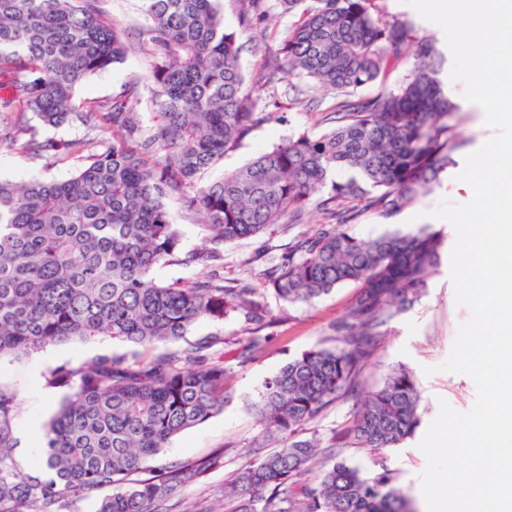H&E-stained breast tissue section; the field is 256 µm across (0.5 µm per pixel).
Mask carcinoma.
I'll list each match as a JSON object with an SVG mask.
<instances>
[{
    "label": "carcinoma",
    "instance_id": "carcinoma-1",
    "mask_svg": "<svg viewBox=\"0 0 512 512\" xmlns=\"http://www.w3.org/2000/svg\"><path fill=\"white\" fill-rule=\"evenodd\" d=\"M139 32L151 57L153 119L137 112L139 90L124 86L79 111L74 96L91 77L123 60L104 0H0V147L76 164L65 180L0 179V357L72 340L104 338L133 348L49 371L47 387L70 389L46 424L36 468L15 455L17 395L0 386V512H69L89 498L98 512H159L184 488L224 467V451L157 467L173 438L224 410V344H173L201 319L232 315L247 335V360L272 339V289L285 304L310 303L345 283L360 285L331 337L302 351L265 380L248 408L261 438L282 448L224 481L237 512H411L390 475L319 460L295 431L336 398L357 397L352 425L334 437L391 448L420 424L411 371L392 369L375 390L360 389L382 328L411 308L435 273L443 237L427 227L361 240L344 230L364 204L394 215L440 183L456 165L459 106L439 75L437 42L416 34L383 0H278L297 20L251 73L240 63L223 0H140ZM239 24L266 17L265 0H230ZM412 60L393 85L391 68ZM288 77L334 93L317 124L259 153L224 178L204 174L278 119L259 108ZM74 120L90 134L42 139L41 126ZM203 219L204 247L184 255L180 225ZM314 205L312 234L294 240L260 284L224 282V246L254 237ZM209 268L159 280V266ZM315 473L297 492L288 482Z\"/></svg>",
    "mask_w": 512,
    "mask_h": 512
}]
</instances>
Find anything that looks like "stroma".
Wrapping results in <instances>:
<instances>
[{
	"label": "stroma",
	"instance_id": "stroma-1",
	"mask_svg": "<svg viewBox=\"0 0 512 512\" xmlns=\"http://www.w3.org/2000/svg\"><path fill=\"white\" fill-rule=\"evenodd\" d=\"M107 8L127 46V54L122 63L94 76L78 90L75 103L83 108L120 91L126 84L146 83L150 72V58L139 47L138 32L144 20L138 11V0H109ZM446 86L449 95L461 108L458 131L463 145L456 154L457 162L461 163L491 136L492 131L483 121L481 106L464 99L462 82L450 80ZM305 87V82L297 78L284 81L277 94L279 120L252 132L238 150L228 153L219 166L206 174V181L223 178L225 173L235 170L286 137L313 130L315 116L307 112L303 102L302 91ZM73 171L74 165L70 162L60 163L47 170L42 160L0 148L1 179L50 177L60 180L69 178ZM472 195L471 186L458 180L456 174L452 173L432 193L400 213L383 217L364 210L347 227L351 235L360 239L395 230L407 232L415 225L431 228L444 235L436 272L424 294L413 307L387 326L362 378L364 387L370 389L379 385L393 368L403 366L409 369L420 393L421 425L412 437L396 447L374 449L353 445L343 449L341 454L342 460L359 467L363 473L387 470L395 486L412 501L416 512H427L421 491V474L426 459L418 445L427 426L438 413L439 400H446L456 411L466 413L472 410L477 397L476 385L469 376L441 368L450 354L459 325L468 320L470 311L467 307L457 305L450 280V254L455 239L447 234V222L431 215L432 210L442 201L464 204L470 201ZM320 222V214L309 210L297 221L290 223L287 232L269 231L225 246V281H246L248 274L245 259L252 257L257 266H267L271 259L287 250L289 242L313 232ZM357 293V284L346 283L312 303L296 306L284 304L274 293H267V304L274 315L280 316L281 321L273 326V339L266 348L244 363L236 359L232 346L233 341L243 337L241 326L235 318L200 321L181 340L180 345L185 348L216 333L228 339L224 357L227 371L225 389L231 396L223 413L214 415L175 438L169 448L163 449L156 458L157 464L169 465L208 455L218 448L223 449V468L186 489L181 495L183 505L195 502L199 496L222 485L233 473L263 456V449L258 448L255 442L260 427L256 417L247 410V402L257 398L265 379L289 359L306 349L321 345L327 336L332 335L334 326L342 321ZM126 350V345L119 342L72 341L30 355L0 360V385L12 390L18 397L14 435L17 455L24 463H33L43 456L42 430L69 393L68 388H56L50 402L38 406L29 398V391L34 386L44 384L46 375L54 367L78 365L109 351L122 354ZM354 411L353 400L336 401L320 416L302 425L296 436L300 439H316L321 445H328L335 434L348 429Z\"/></svg>",
	"mask_w": 512,
	"mask_h": 512
}]
</instances>
